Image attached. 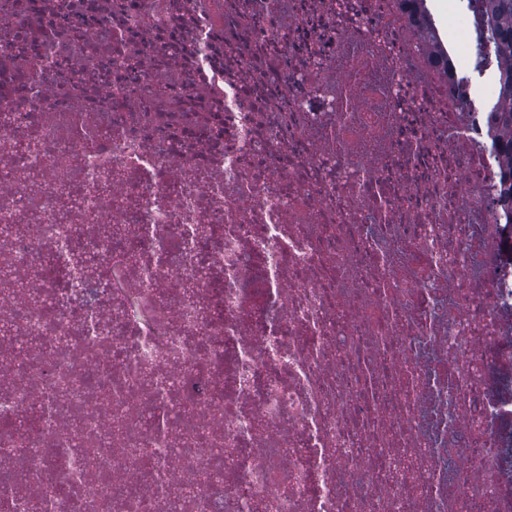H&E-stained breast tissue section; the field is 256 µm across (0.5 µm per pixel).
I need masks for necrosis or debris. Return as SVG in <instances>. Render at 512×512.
Listing matches in <instances>:
<instances>
[{
  "instance_id": "necrosis-or-debris-1",
  "label": "necrosis or debris",
  "mask_w": 512,
  "mask_h": 512,
  "mask_svg": "<svg viewBox=\"0 0 512 512\" xmlns=\"http://www.w3.org/2000/svg\"><path fill=\"white\" fill-rule=\"evenodd\" d=\"M462 19L0 0V512H512Z\"/></svg>"
}]
</instances>
